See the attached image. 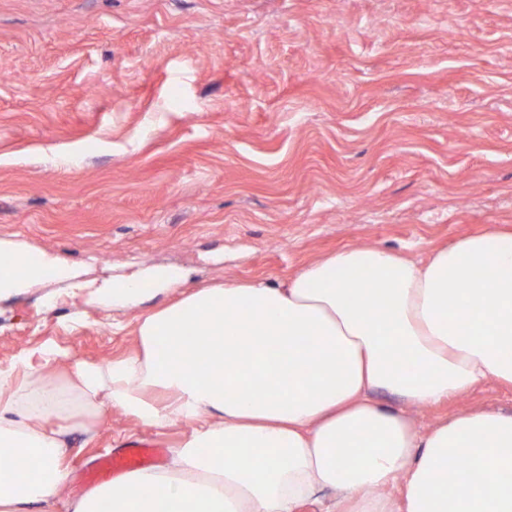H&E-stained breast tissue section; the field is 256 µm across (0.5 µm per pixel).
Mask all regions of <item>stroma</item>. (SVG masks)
I'll list each match as a JSON object with an SVG mask.
<instances>
[{"label": "stroma", "instance_id": "1", "mask_svg": "<svg viewBox=\"0 0 512 512\" xmlns=\"http://www.w3.org/2000/svg\"><path fill=\"white\" fill-rule=\"evenodd\" d=\"M512 226V0H0V241L70 266L0 298V368L42 347L106 365L144 313L227 281L279 284L338 250L414 260ZM160 268L176 287L103 308ZM421 430L512 413L485 381L406 406ZM64 497L132 439L194 426L96 411ZM144 294L142 282L139 279L123 281L111 284L105 288L102 294L104 305L110 306L116 304H136L141 300Z\"/></svg>", "mask_w": 512, "mask_h": 512}]
</instances>
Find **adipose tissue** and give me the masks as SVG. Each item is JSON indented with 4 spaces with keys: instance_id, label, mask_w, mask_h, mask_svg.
<instances>
[{
    "instance_id": "ef3b65f1",
    "label": "adipose tissue",
    "mask_w": 512,
    "mask_h": 512,
    "mask_svg": "<svg viewBox=\"0 0 512 512\" xmlns=\"http://www.w3.org/2000/svg\"><path fill=\"white\" fill-rule=\"evenodd\" d=\"M10 260L0 295L72 271L30 247ZM134 354L76 365L68 387L43 381L59 354L16 366L0 394V512H56L65 428L83 408H116L191 438L166 467L126 474L69 501L68 512H512V414L472 411L428 431L372 401L392 391L436 404L492 378L512 386V231L493 229L412 260L369 246L309 263L286 282L257 279L184 294L143 315ZM288 365L276 367L275 355ZM402 485L403 494L384 496Z\"/></svg>"
}]
</instances>
